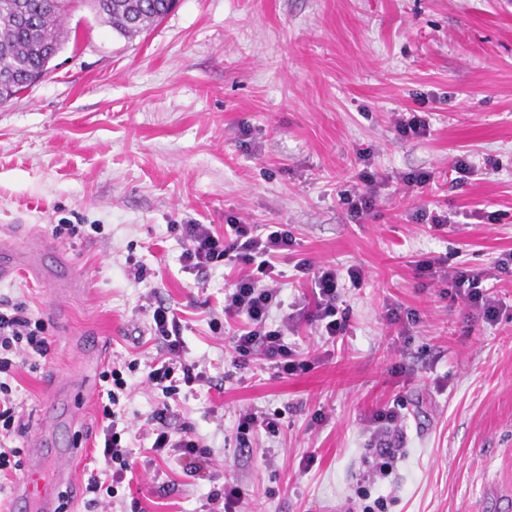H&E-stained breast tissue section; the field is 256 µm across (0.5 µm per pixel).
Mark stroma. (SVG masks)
<instances>
[{
	"mask_svg": "<svg viewBox=\"0 0 512 512\" xmlns=\"http://www.w3.org/2000/svg\"><path fill=\"white\" fill-rule=\"evenodd\" d=\"M77 40L47 77L0 106V236L53 239L83 279L56 302L27 269L0 280V295L45 316L50 351L9 384L25 433L46 435V482L58 512H202L208 492L232 479L248 512H358L372 467L366 419L403 397L402 455L375 488L387 512H512V282L497 289L489 325L454 290L419 286L412 261L452 251L469 268L512 250V0H178L134 41L88 8ZM428 113L429 133L400 139L390 115ZM367 150L390 179L378 215L354 223L341 196ZM474 163L464 184L448 167ZM430 171L433 186L405 197L394 185ZM456 216L434 229L419 209ZM496 212L500 221L489 220ZM285 224L300 254L364 271L345 288L348 328L336 338L300 326L288 343L310 363L297 376L273 365L234 369L221 310L224 269L182 272V224L227 219ZM57 224L81 235L53 238ZM147 265L156 299L176 309L187 358L210 379L171 406L212 450L205 477L178 453L152 461L136 450L131 485L91 503L83 484L103 468L100 375L108 362L133 383L121 412L140 427L158 402L143 384L160 343L142 310ZM413 311L406 332L387 309ZM104 341L97 355L95 341ZM55 374L77 396L57 424L42 413ZM283 412L279 438L237 442L241 409ZM322 422H315V414ZM79 448L75 485L53 455Z\"/></svg>",
	"mask_w": 512,
	"mask_h": 512,
	"instance_id": "1",
	"label": "stroma"
}]
</instances>
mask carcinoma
<instances>
[{"instance_id":"carcinoma-1","label":"carcinoma","mask_w":512,"mask_h":512,"mask_svg":"<svg viewBox=\"0 0 512 512\" xmlns=\"http://www.w3.org/2000/svg\"><path fill=\"white\" fill-rule=\"evenodd\" d=\"M175 0H0V104L37 84L50 56L70 38L66 21L81 8L129 42L160 24Z\"/></svg>"}]
</instances>
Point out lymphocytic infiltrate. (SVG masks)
<instances>
[{
    "label": "lymphocytic infiltrate",
    "instance_id": "1",
    "mask_svg": "<svg viewBox=\"0 0 512 512\" xmlns=\"http://www.w3.org/2000/svg\"><path fill=\"white\" fill-rule=\"evenodd\" d=\"M182 230V252L179 261L184 270L203 272L222 262L237 266L238 274L224 285L225 318L242 322V329L231 337L232 364L235 369L248 368L253 363H274L280 374L293 376L307 370L295 349L285 340L287 333L299 324L314 327L321 335L339 336L347 330V318L339 311L341 292L345 285H359L362 272L356 267L340 271L331 265H319L311 259H299L294 269L310 284V292L303 296L295 311L285 309L281 298L280 281L284 272L278 262L292 254L296 238L284 224L266 225L263 233H255L253 225L238 219L228 220L223 232H216L209 224H185ZM416 277L450 278L458 296L479 310L487 323H495L501 312L500 304L487 282L494 275L512 277V252L502 255L492 269L474 271L466 268L449 269L444 257L426 256L413 263ZM152 330L162 345L164 359L152 365L147 375L149 386L160 389L164 400L146 419L143 439L149 440L156 456L179 452L187 472L197 475L208 466L212 451L192 427L172 428L170 400L176 399L181 386L206 383L207 377L198 362L186 360L183 355L180 326L172 316L171 308L159 305L152 312ZM43 317L28 312L21 304L0 299V375L12 374L20 364L34 357H46L49 342L45 335ZM109 387L102 393L107 401L102 406L105 424L101 453L111 477L112 485L126 481L133 473L136 459L127 436L129 426L116 411L119 394L128 384L120 368H112ZM12 390L0 382V472L21 469L18 449L6 441L16 431L17 403ZM402 401L377 409L371 416L376 440V463L366 477L368 483L388 477L398 459L400 429L403 415Z\"/></svg>",
    "mask_w": 512,
    "mask_h": 512
}]
</instances>
